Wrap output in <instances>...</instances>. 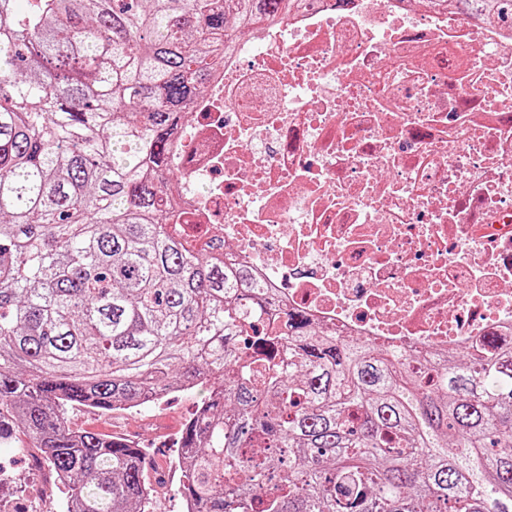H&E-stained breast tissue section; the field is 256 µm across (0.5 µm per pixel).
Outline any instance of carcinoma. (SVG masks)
Listing matches in <instances>:
<instances>
[{
	"mask_svg": "<svg viewBox=\"0 0 512 512\" xmlns=\"http://www.w3.org/2000/svg\"><path fill=\"white\" fill-rule=\"evenodd\" d=\"M512 27V0H428ZM302 0H0V442L63 512H151L146 449L74 431L192 386L190 512H512V347L414 366L282 312L167 223L180 115L237 33Z\"/></svg>",
	"mask_w": 512,
	"mask_h": 512,
	"instance_id": "obj_1",
	"label": "carcinoma"
}]
</instances>
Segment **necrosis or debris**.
Masks as SVG:
<instances>
[{
	"instance_id": "necrosis-or-debris-1",
	"label": "necrosis or debris",
	"mask_w": 512,
	"mask_h": 512,
	"mask_svg": "<svg viewBox=\"0 0 512 512\" xmlns=\"http://www.w3.org/2000/svg\"><path fill=\"white\" fill-rule=\"evenodd\" d=\"M205 88L171 153L191 239L333 334L512 344V30L307 0Z\"/></svg>"
}]
</instances>
